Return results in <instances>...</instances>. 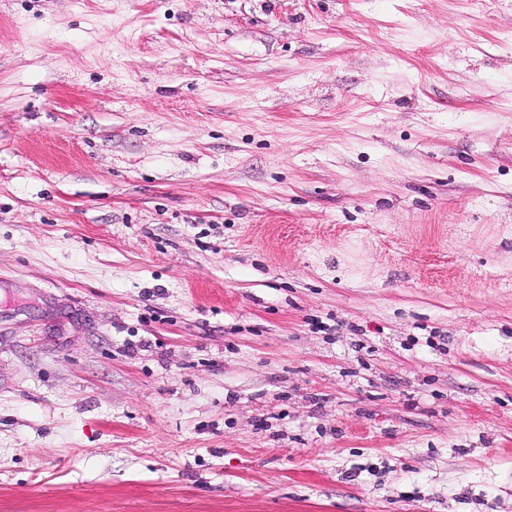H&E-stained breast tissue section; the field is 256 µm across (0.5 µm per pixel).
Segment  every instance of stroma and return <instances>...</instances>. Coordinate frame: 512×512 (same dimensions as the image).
I'll list each match as a JSON object with an SVG mask.
<instances>
[{
    "label": "stroma",
    "mask_w": 512,
    "mask_h": 512,
    "mask_svg": "<svg viewBox=\"0 0 512 512\" xmlns=\"http://www.w3.org/2000/svg\"><path fill=\"white\" fill-rule=\"evenodd\" d=\"M0 512H512V0H0Z\"/></svg>",
    "instance_id": "stroma-1"
}]
</instances>
